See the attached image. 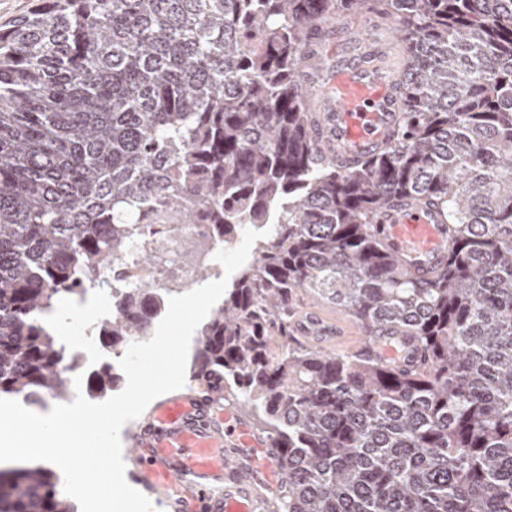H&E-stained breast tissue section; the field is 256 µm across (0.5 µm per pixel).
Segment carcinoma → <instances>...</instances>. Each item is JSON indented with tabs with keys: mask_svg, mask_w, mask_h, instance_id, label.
Instances as JSON below:
<instances>
[{
	"mask_svg": "<svg viewBox=\"0 0 512 512\" xmlns=\"http://www.w3.org/2000/svg\"><path fill=\"white\" fill-rule=\"evenodd\" d=\"M377 3L406 45L391 145L345 168L300 80L322 24ZM442 211L446 268L401 273L376 219ZM270 224L197 337L194 378L237 390L280 448L273 512H512V0H45L0 29V395L70 392L35 313L76 299L127 224ZM424 365L326 353L297 295ZM129 288L101 343L149 336ZM117 384L104 370L87 387ZM0 512H77L45 465L0 469Z\"/></svg>",
	"mask_w": 512,
	"mask_h": 512,
	"instance_id": "carcinoma-1",
	"label": "carcinoma"
}]
</instances>
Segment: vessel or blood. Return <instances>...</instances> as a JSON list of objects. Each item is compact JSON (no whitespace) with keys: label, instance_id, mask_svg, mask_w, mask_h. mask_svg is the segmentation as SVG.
I'll use <instances>...</instances> for the list:
<instances>
[{"label":"vessel or blood","instance_id":"obj_1","mask_svg":"<svg viewBox=\"0 0 512 512\" xmlns=\"http://www.w3.org/2000/svg\"><path fill=\"white\" fill-rule=\"evenodd\" d=\"M396 81L395 68L364 58L314 85L323 152L349 164L384 148L401 116ZM377 222L383 247L408 276L428 280L447 264L451 240L438 211L408 202L383 211ZM297 331L332 346L356 327L345 316L313 309ZM368 351L402 366L420 361L409 336L395 347L379 337ZM131 456L139 484L170 512H259L262 492L282 482L273 441L207 391L157 404L134 432Z\"/></svg>","mask_w":512,"mask_h":512}]
</instances>
